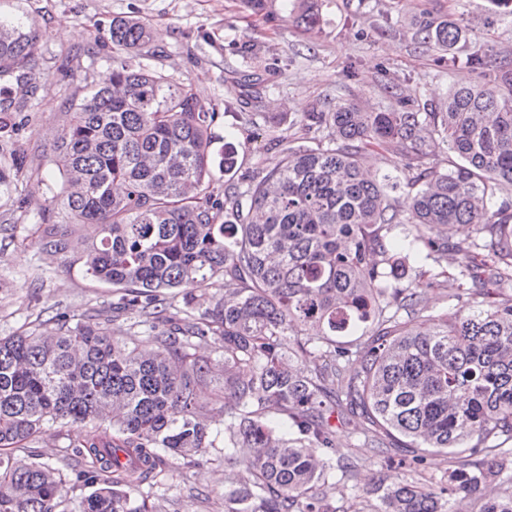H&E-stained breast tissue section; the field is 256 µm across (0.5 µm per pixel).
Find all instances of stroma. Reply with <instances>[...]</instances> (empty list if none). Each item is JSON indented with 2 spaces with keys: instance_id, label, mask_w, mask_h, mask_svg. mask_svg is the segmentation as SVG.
<instances>
[{
  "instance_id": "1",
  "label": "stroma",
  "mask_w": 512,
  "mask_h": 512,
  "mask_svg": "<svg viewBox=\"0 0 512 512\" xmlns=\"http://www.w3.org/2000/svg\"><path fill=\"white\" fill-rule=\"evenodd\" d=\"M317 32L297 28L289 0H0V16L36 26L42 59L40 87L24 116L13 150L26 153L43 176L24 182L20 196L0 197V336L42 316L77 320L109 306L112 287L88 276L80 260L94 229L74 227L67 253L50 251L41 217L58 199L62 179L52 165L55 134L66 124V90L103 81L114 66L155 69L193 89L219 117L210 129L216 187L246 191L250 178L277 166L291 146L329 147L326 132L306 128L305 114L353 101L393 110L403 100L441 112L453 86H491L512 61V4L500 0H317ZM134 16L153 28L152 51L115 54L113 19ZM445 19L463 36L450 56L414 42L415 23ZM483 55L481 67L466 59ZM263 78L262 100L241 101L237 75ZM235 148L233 173L224 146ZM78 427L47 431L29 444L34 460L66 468ZM223 448L195 464L170 461L155 489L158 512H224Z\"/></svg>"
}]
</instances>
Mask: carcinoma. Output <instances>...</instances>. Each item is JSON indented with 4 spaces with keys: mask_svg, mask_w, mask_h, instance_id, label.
<instances>
[{
    "mask_svg": "<svg viewBox=\"0 0 512 512\" xmlns=\"http://www.w3.org/2000/svg\"><path fill=\"white\" fill-rule=\"evenodd\" d=\"M298 26L321 24L315 0H298ZM461 28L419 24L414 40L453 48ZM36 29L0 20V149L39 89ZM152 41L136 17L112 21V52ZM243 103L261 99L244 82ZM219 113L161 71L112 68L103 86L70 107L54 144L63 177L59 220L43 230L68 251L70 224H94L86 273L117 295L142 331L112 337L96 310L75 323L59 313L0 336V512H153L149 496L165 455L191 459L224 440L226 512H349L337 505L336 424L357 425L370 466L408 477L351 488L356 512H512V211L490 196L512 191V69L492 87H455L444 112H366L351 103L307 113L333 148L290 147L280 165L240 194L212 184L209 131ZM448 146L462 163L426 166ZM405 161L411 211L390 201L397 177L368 176L363 155ZM0 166V193L39 177L27 155ZM222 210L231 219L214 223ZM416 225L407 250L453 272L406 269L391 232ZM471 224L478 239L442 232ZM224 282V295L215 287ZM456 284V304L431 313V288ZM224 379V432L196 399ZM56 425H89L74 456L91 459L71 479L22 455ZM406 448L416 449L411 458ZM429 455L449 457L448 480L420 483ZM77 487L88 493L72 498Z\"/></svg>",
    "mask_w": 512,
    "mask_h": 512,
    "instance_id": "carcinoma-1",
    "label": "carcinoma"
}]
</instances>
